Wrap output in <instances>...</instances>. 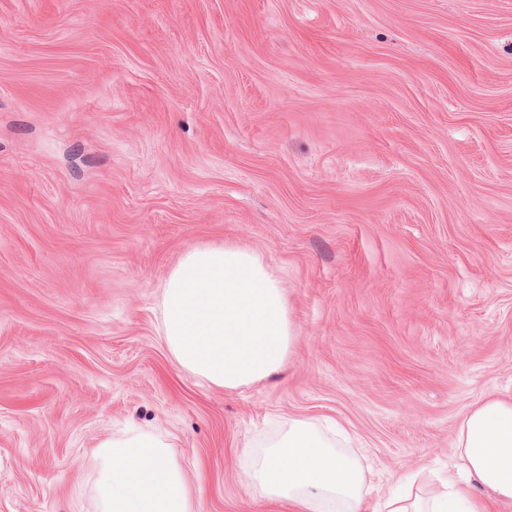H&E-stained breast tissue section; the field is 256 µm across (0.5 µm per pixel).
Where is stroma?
<instances>
[{
    "instance_id": "stroma-1",
    "label": "stroma",
    "mask_w": 512,
    "mask_h": 512,
    "mask_svg": "<svg viewBox=\"0 0 512 512\" xmlns=\"http://www.w3.org/2000/svg\"><path fill=\"white\" fill-rule=\"evenodd\" d=\"M278 276L296 338L227 391L157 334L198 244ZM512 396V0H0V512H97L164 434L195 512H286L246 453L332 420L437 487Z\"/></svg>"
}]
</instances>
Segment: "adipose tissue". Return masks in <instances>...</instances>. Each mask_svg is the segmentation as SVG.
Here are the masks:
<instances>
[{
	"label": "adipose tissue",
	"instance_id": "1",
	"mask_svg": "<svg viewBox=\"0 0 512 512\" xmlns=\"http://www.w3.org/2000/svg\"><path fill=\"white\" fill-rule=\"evenodd\" d=\"M159 334L175 364L229 391L278 373L294 343L279 280L254 251L232 244L187 250L161 286ZM160 433L141 428L103 441L95 486L98 512H195L179 466ZM461 473L446 491L411 493L402 474L386 512H491L512 503V399H490L461 420ZM243 470L251 487L291 512H361L365 472L319 424L290 416Z\"/></svg>",
	"mask_w": 512,
	"mask_h": 512
}]
</instances>
